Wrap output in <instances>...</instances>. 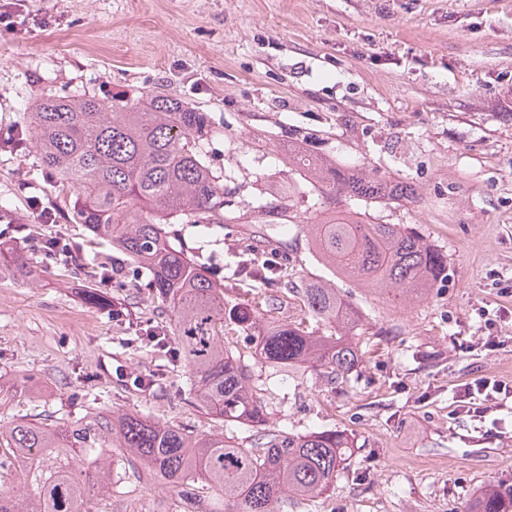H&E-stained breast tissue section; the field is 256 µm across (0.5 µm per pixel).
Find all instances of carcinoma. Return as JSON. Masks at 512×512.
I'll return each instance as SVG.
<instances>
[{
    "label": "carcinoma",
    "instance_id": "1",
    "mask_svg": "<svg viewBox=\"0 0 512 512\" xmlns=\"http://www.w3.org/2000/svg\"><path fill=\"white\" fill-rule=\"evenodd\" d=\"M32 139L58 193L70 198L72 220L132 258L152 275V287L173 317L180 359L190 371L195 403L224 426L253 433L197 438L138 413L101 412L52 427L21 421L0 427V475L24 492H1L0 512H92L96 491L112 485L114 446L147 478L184 488L200 483L202 499L187 493L191 512H275L284 495L314 500L325 494L350 458L348 437L334 430L286 433L264 427L265 392L250 365L224 342L232 322L253 343L255 364L275 372L312 367L329 383L358 367L361 339L354 308L334 288L309 282L300 289L311 315L336 329L309 336L289 322L259 326L255 316L224 304L196 258L171 241L172 224L289 223L288 197L269 193L248 210L224 200V172L206 159L208 117L177 98L53 96L29 113ZM307 136L288 132V157L299 181L332 201L358 197L414 201L404 180L338 167L304 149ZM312 250L336 272L380 293L420 297L448 276V256L412 228L371 224L360 212L308 225ZM245 278L274 285L290 276L288 263L271 264L251 251ZM470 512H512V488L484 489Z\"/></svg>",
    "mask_w": 512,
    "mask_h": 512
}]
</instances>
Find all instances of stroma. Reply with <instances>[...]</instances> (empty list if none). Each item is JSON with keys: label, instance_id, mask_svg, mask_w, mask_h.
I'll list each match as a JSON object with an SVG mask.
<instances>
[{"label": "stroma", "instance_id": "stroma-1", "mask_svg": "<svg viewBox=\"0 0 512 512\" xmlns=\"http://www.w3.org/2000/svg\"><path fill=\"white\" fill-rule=\"evenodd\" d=\"M6 10L0 231L14 246L61 235L86 257L124 260L63 218L24 114L50 95L163 94L208 114L206 149L233 206L257 205L271 183L288 189L294 222L266 243L250 224L172 225L225 302L330 335L286 285L234 275L241 253L263 247L358 311L368 344L350 381L330 389L309 370L266 382L268 427L356 441L328 493L281 500L276 512H468L489 483L512 486V396L480 417L456 404L480 376L512 384V0H12ZM294 129L315 133L310 151L338 165L411 182L418 200L328 207L292 180L282 145ZM35 196L53 222L38 219ZM353 211L415 228L447 255V280L408 302L334 274L307 227ZM26 257L25 270L0 266V378L23 383L0 405L1 425L111 410L213 429L184 399L182 361L140 337L171 324L147 271L129 263L102 288L80 266ZM94 287L106 306L86 303ZM144 374L157 383L142 392L132 379ZM113 460L120 479L97 512H184L176 489Z\"/></svg>", "mask_w": 512, "mask_h": 512}]
</instances>
